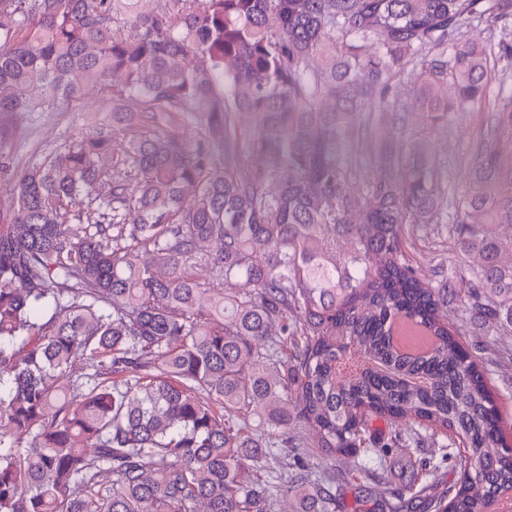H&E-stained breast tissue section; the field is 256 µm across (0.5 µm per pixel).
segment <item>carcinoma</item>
I'll return each mask as SVG.
<instances>
[{"label": "carcinoma", "instance_id": "carcinoma-1", "mask_svg": "<svg viewBox=\"0 0 512 512\" xmlns=\"http://www.w3.org/2000/svg\"><path fill=\"white\" fill-rule=\"evenodd\" d=\"M493 58L512 0H0V113L112 90L6 180L0 512H343L351 487L354 512H512L488 372L512 344L461 339L512 326V99L461 194L429 137ZM440 227L464 291L409 259ZM378 421L441 439L458 479L392 486ZM341 160L343 164L357 171L358 185L369 179L375 172L367 157L355 149L342 151Z\"/></svg>", "mask_w": 512, "mask_h": 512}]
</instances>
